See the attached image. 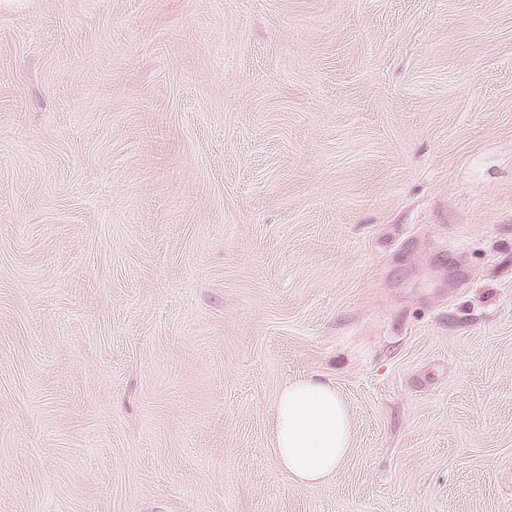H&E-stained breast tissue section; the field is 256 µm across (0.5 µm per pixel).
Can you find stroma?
I'll use <instances>...</instances> for the list:
<instances>
[{
    "label": "stroma",
    "mask_w": 512,
    "mask_h": 512,
    "mask_svg": "<svg viewBox=\"0 0 512 512\" xmlns=\"http://www.w3.org/2000/svg\"><path fill=\"white\" fill-rule=\"evenodd\" d=\"M0 512H512V0H0ZM281 467L307 487L334 475L351 451L352 426L336 387L317 377L288 382L274 411Z\"/></svg>",
    "instance_id": "obj_1"
}]
</instances>
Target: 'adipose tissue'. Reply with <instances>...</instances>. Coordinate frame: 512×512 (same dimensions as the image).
Instances as JSON below:
<instances>
[{"label": "adipose tissue", "mask_w": 512, "mask_h": 512, "mask_svg": "<svg viewBox=\"0 0 512 512\" xmlns=\"http://www.w3.org/2000/svg\"><path fill=\"white\" fill-rule=\"evenodd\" d=\"M281 467L307 487L334 475L351 451L352 426L335 386L316 377L288 382L274 411Z\"/></svg>", "instance_id": "ef3b65f1"}]
</instances>
